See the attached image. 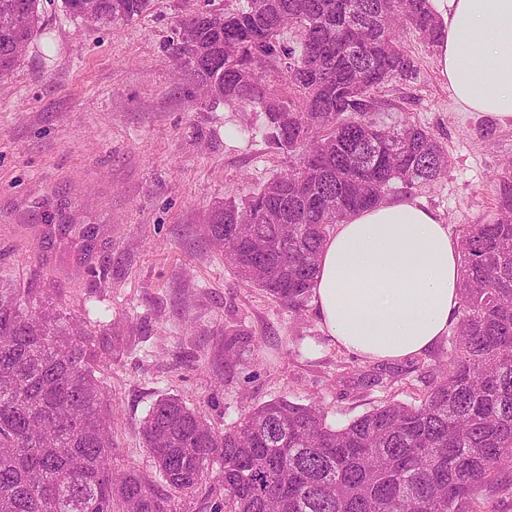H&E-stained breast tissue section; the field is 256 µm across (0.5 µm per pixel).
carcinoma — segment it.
<instances>
[{
  "label": "carcinoma",
  "instance_id": "cac0c4a2",
  "mask_svg": "<svg viewBox=\"0 0 512 512\" xmlns=\"http://www.w3.org/2000/svg\"><path fill=\"white\" fill-rule=\"evenodd\" d=\"M41 0H0V82L38 34ZM151 0H62L110 24ZM214 0L177 21L168 54L209 102L265 113L263 136L291 169L212 208L208 242L247 285L288 308L310 295L330 229L431 183L448 156L427 129L370 117L378 90L416 72L407 28L436 44L431 0ZM298 33L297 46L283 35ZM499 217L463 224L460 299L448 360L415 403L386 400L342 426L315 401L252 406L218 431L174 396L139 434L158 478L199 512H478L475 494L512 473V162ZM253 337L224 328V377ZM102 338L19 288L0 290V512H174L154 481L112 469V410L96 377ZM209 483L202 486L199 491H197L194 495V499L186 497L182 492L166 488V491L170 497L171 504L174 508L177 509V512H198V508L202 505V500L204 499L205 492L208 489Z\"/></svg>",
  "mask_w": 512,
  "mask_h": 512
}]
</instances>
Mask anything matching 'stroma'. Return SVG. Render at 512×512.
Returning <instances> with one entry per match:
<instances>
[{
    "label": "stroma",
    "instance_id": "1",
    "mask_svg": "<svg viewBox=\"0 0 512 512\" xmlns=\"http://www.w3.org/2000/svg\"><path fill=\"white\" fill-rule=\"evenodd\" d=\"M196 0H152L141 17L91 32L45 0L41 30L0 85V286L51 300L105 338L97 377L113 404L112 466L155 470L138 425L161 396L181 398L217 429L245 407L315 399L340 426L383 400L415 402L449 346L392 361L388 388L356 375L364 359L333 343L313 305L295 312L242 282L211 249L202 224L295 162L263 138L241 139L265 116L189 97L168 62L178 19ZM418 73L386 85L381 124L427 128L448 172L417 187L458 236L498 214L497 180L512 157V122L469 112L438 72L436 50L407 30ZM259 341L224 379V330Z\"/></svg>",
    "mask_w": 512,
    "mask_h": 512
}]
</instances>
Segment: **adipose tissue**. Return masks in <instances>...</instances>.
Wrapping results in <instances>:
<instances>
[{
  "label": "adipose tissue",
  "instance_id": "obj_1",
  "mask_svg": "<svg viewBox=\"0 0 512 512\" xmlns=\"http://www.w3.org/2000/svg\"><path fill=\"white\" fill-rule=\"evenodd\" d=\"M444 35L438 69L456 102L512 119V0H432ZM459 253L448 227L412 200L350 216L323 245L311 300L349 353L390 362L448 335L459 305Z\"/></svg>",
  "mask_w": 512,
  "mask_h": 512
}]
</instances>
